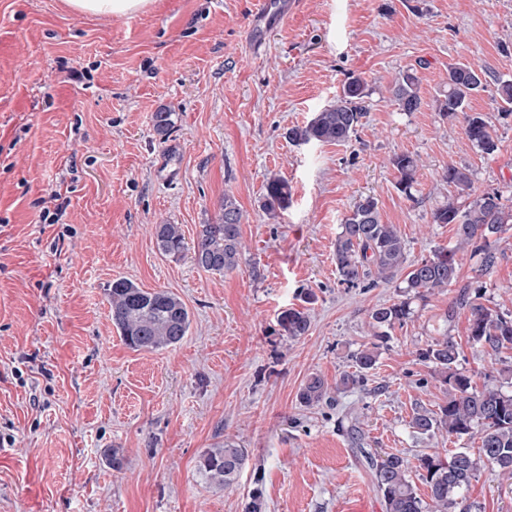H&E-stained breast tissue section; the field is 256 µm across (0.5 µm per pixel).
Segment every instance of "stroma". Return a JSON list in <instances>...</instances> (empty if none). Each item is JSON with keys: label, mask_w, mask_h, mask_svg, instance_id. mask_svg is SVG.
Instances as JSON below:
<instances>
[{"label": "stroma", "mask_w": 512, "mask_h": 512, "mask_svg": "<svg viewBox=\"0 0 512 512\" xmlns=\"http://www.w3.org/2000/svg\"><path fill=\"white\" fill-rule=\"evenodd\" d=\"M260 3L155 0L107 19L63 0H0V512H242L255 490L266 512H385L338 428L342 411L355 409L369 448L413 469L421 453L456 447L409 428L416 409L446 398L419 350L453 338L479 385L499 368L471 347L460 298L512 309V228L487 272L461 253L451 286L413 300L364 390L334 406L298 400L313 373L335 388L372 340L371 309L401 298L391 284L339 281L334 243L361 196L377 198L412 261L455 242L453 225L430 221L448 164L470 169L476 193L512 198V115L494 88L469 109L491 125L495 155L435 110L451 64L512 80V0H297L257 50ZM409 66L423 99L411 114L391 92ZM353 78L369 109L352 140L288 141ZM165 111L175 126L162 138L154 116ZM403 152L419 164L409 197L391 164ZM274 176L292 199L271 220L261 204ZM55 190L67 207L40 223ZM227 193L243 213L235 269L206 273L159 252L153 225H179L193 243ZM117 278L177 294L191 314L184 340L129 348L107 302ZM306 289L310 330L283 336L277 317ZM227 442L248 458L236 484L217 488L199 460ZM467 500L512 512V475L479 469Z\"/></svg>", "instance_id": "stroma-1"}]
</instances>
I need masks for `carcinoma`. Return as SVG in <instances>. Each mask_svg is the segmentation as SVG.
Instances as JSON below:
<instances>
[{"label":"carcinoma","instance_id":"obj_1","mask_svg":"<svg viewBox=\"0 0 512 512\" xmlns=\"http://www.w3.org/2000/svg\"><path fill=\"white\" fill-rule=\"evenodd\" d=\"M489 74L469 65L448 67V90L437 100L436 111L448 120H462L467 139L482 153L498 151V139L484 116L469 111L471 97L485 90ZM394 101L403 112L421 108L420 79L412 68L399 72L392 88ZM500 112L512 113V81H497ZM366 85L353 79L331 104L325 106L304 125L287 130L288 140L295 144L346 143L351 140L368 112ZM174 126L173 113L158 112L154 130L166 137ZM399 174L397 189L413 198L418 159L411 153H401L392 159ZM441 181L450 188L448 201L431 212V223L455 225V244L439 248L429 258L407 260L406 242L397 227L382 221L378 201L368 195L355 204L344 219L334 244V260L340 283L354 288L365 279L376 277L383 283H394L402 290L404 299L389 305H378L369 312L373 342L351 355L352 371L345 372L336 382V391L362 388L376 369L380 344L386 342L395 327L403 325L412 315L411 299H425L442 291L457 277V254L465 247L481 255L482 265L494 261V242L491 238L512 225V205L503 202L497 191L475 194L470 171L450 164L441 171ZM291 186L280 177L266 184L263 209L271 217L288 208ZM241 211L236 199L224 195L218 218L201 225L193 245L189 246L176 224L154 225L159 251L177 257L192 251L195 265L210 273L222 274L238 266L241 250ZM107 299L113 325L121 338L135 350L153 351L173 347L187 336L189 312L174 293L146 290L129 279L118 278L107 288ZM312 291L304 293V306L290 307L277 318L282 335L297 339L308 333L311 320L307 305L314 303ZM470 311L469 342L472 346L497 355L512 350V311L491 308L480 302V295L467 298ZM432 377L448 393V399L435 409L420 408L409 421L417 438L441 433L459 441L478 437L479 455L466 448L455 449L443 458L437 452L418 456L419 476L430 490V502L416 493L405 459L397 453L377 456L364 448L356 437L358 452L371 471L374 486L381 495L386 512H472L466 503L471 480L485 466L512 474V364L486 375L482 387L474 385L473 374L460 367L458 344L447 336L433 339L418 352ZM327 395L325 380L318 374L307 377L298 397L301 404L313 407ZM246 462L245 450L226 442L207 450L200 458L199 470L215 487L233 485Z\"/></svg>","mask_w":512,"mask_h":512}]
</instances>
